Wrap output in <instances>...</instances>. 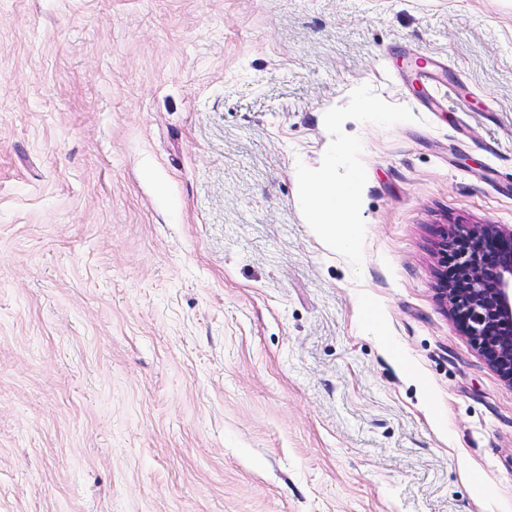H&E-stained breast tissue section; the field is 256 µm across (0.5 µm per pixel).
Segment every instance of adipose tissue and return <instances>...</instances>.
Here are the masks:
<instances>
[{"label":"adipose tissue","mask_w":512,"mask_h":512,"mask_svg":"<svg viewBox=\"0 0 512 512\" xmlns=\"http://www.w3.org/2000/svg\"><path fill=\"white\" fill-rule=\"evenodd\" d=\"M352 151V146H343L338 152L329 153L322 168H302L297 172L304 189L302 203L313 233L339 251L353 250L358 238L359 219L355 206L358 176L349 174L342 183L336 182L333 176L337 163Z\"/></svg>","instance_id":"ef3b65f1"}]
</instances>
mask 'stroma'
Listing matches in <instances>:
<instances>
[{
  "label": "stroma",
  "mask_w": 512,
  "mask_h": 512,
  "mask_svg": "<svg viewBox=\"0 0 512 512\" xmlns=\"http://www.w3.org/2000/svg\"><path fill=\"white\" fill-rule=\"evenodd\" d=\"M347 140L351 254L295 180ZM469 224L512 226V0H0V512H512Z\"/></svg>",
  "instance_id": "obj_1"
}]
</instances>
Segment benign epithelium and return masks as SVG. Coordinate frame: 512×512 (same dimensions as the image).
<instances>
[{
  "instance_id": "benign-epithelium-1",
  "label": "benign epithelium",
  "mask_w": 512,
  "mask_h": 512,
  "mask_svg": "<svg viewBox=\"0 0 512 512\" xmlns=\"http://www.w3.org/2000/svg\"><path fill=\"white\" fill-rule=\"evenodd\" d=\"M461 285L442 284L441 298L465 335L512 382V228L472 224L454 228L441 243Z\"/></svg>"
}]
</instances>
